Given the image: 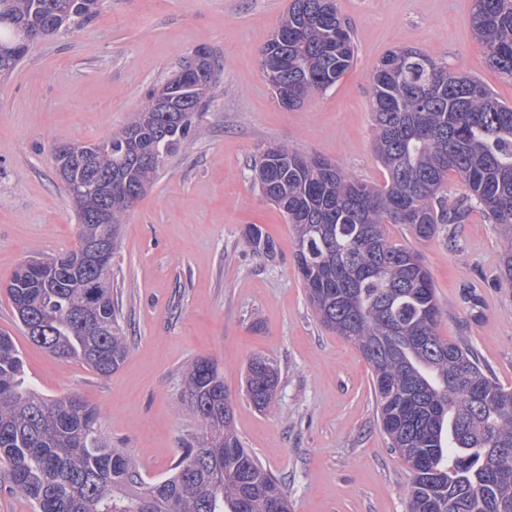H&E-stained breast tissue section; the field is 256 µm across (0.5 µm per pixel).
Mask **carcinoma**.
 <instances>
[{
	"label": "carcinoma",
	"instance_id": "carcinoma-1",
	"mask_svg": "<svg viewBox=\"0 0 512 512\" xmlns=\"http://www.w3.org/2000/svg\"><path fill=\"white\" fill-rule=\"evenodd\" d=\"M103 0H0V15L26 29L29 43L0 49L8 75L30 44L64 26L90 21ZM472 28L486 62L512 77V0H474ZM285 35L275 63L296 108L336 85L355 56L353 31L335 0H291L278 26ZM212 55L185 64L149 91L106 150L63 169L64 191L96 177L99 193L76 211L77 248L21 265L9 300L40 329L29 340L62 360L106 377L127 356L112 288V266L85 263L89 242L117 240L126 212L147 192L164 159L191 136L192 114L210 101L194 96L189 75L214 88ZM374 152L385 184L361 182L335 164L270 145L252 170L263 197L296 230L295 262L323 327L358 345L372 370L381 430L408 465V512H512V389L501 386L466 345L437 333L440 309L418 252L390 243L385 225L402 224L428 240L480 206L504 238L501 280L512 285V105L479 80L448 70L411 48L391 50L370 76ZM469 189L450 210L448 173ZM112 196L110 222L101 203ZM258 253L276 245L246 229ZM107 284L94 327L80 313L84 285ZM280 372L266 357L248 363L245 392L260 411L274 403ZM185 393L201 426L163 480H143L132 455L102 433L98 411L77 393L47 397L25 377L11 336L0 333V462L11 489L34 512H291L284 485L235 432L224 378L211 359L187 368Z\"/></svg>",
	"mask_w": 512,
	"mask_h": 512
}]
</instances>
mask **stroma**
<instances>
[{
    "mask_svg": "<svg viewBox=\"0 0 512 512\" xmlns=\"http://www.w3.org/2000/svg\"><path fill=\"white\" fill-rule=\"evenodd\" d=\"M289 3L105 0L89 22L34 43L0 78V332L12 336L39 390L76 392L98 409L113 447L131 453L147 481L165 479L197 432L184 374L209 357L224 377L236 433L283 481L292 512H407L411 473L379 427L371 369L356 345L318 321L294 262L293 228L262 197L252 164L259 148L284 144L384 183L370 74L397 47L479 79L508 104L512 79L485 62L471 28L474 0H336L354 30V64L303 107H283L261 52ZM199 48L216 60L213 97L122 221L112 285L129 351L103 378L33 344L4 286L27 258L78 245L54 146L119 132ZM251 224L274 240L275 257L249 246ZM387 235L421 254L441 310L439 336L468 345L512 388V286L499 276L497 226L473 206L429 240L399 224ZM255 355L280 370L264 412L242 388Z\"/></svg>",
    "mask_w": 512,
    "mask_h": 512,
    "instance_id": "obj_1",
    "label": "stroma"
}]
</instances>
